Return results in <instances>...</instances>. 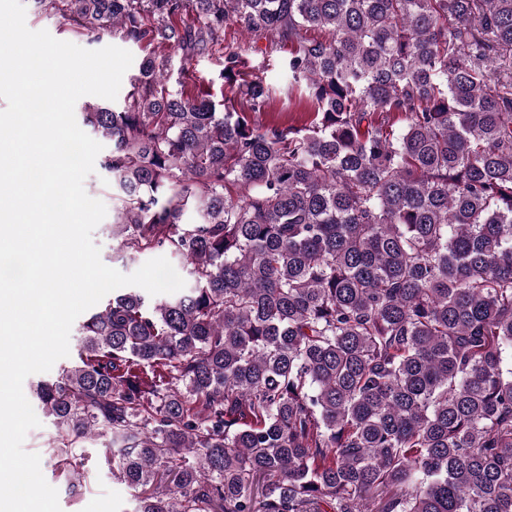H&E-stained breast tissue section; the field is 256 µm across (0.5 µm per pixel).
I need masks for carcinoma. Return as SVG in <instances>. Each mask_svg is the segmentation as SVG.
Segmentation results:
<instances>
[{
	"label": "carcinoma",
	"instance_id": "carcinoma-1",
	"mask_svg": "<svg viewBox=\"0 0 512 512\" xmlns=\"http://www.w3.org/2000/svg\"><path fill=\"white\" fill-rule=\"evenodd\" d=\"M91 42L224 49L223 111L152 52L106 145L125 288L36 385L72 496L94 438L131 512H512V0H31ZM237 31L290 45L310 125L258 120Z\"/></svg>",
	"mask_w": 512,
	"mask_h": 512
}]
</instances>
